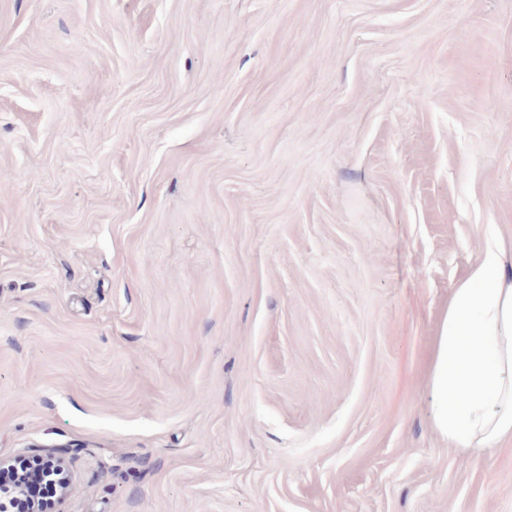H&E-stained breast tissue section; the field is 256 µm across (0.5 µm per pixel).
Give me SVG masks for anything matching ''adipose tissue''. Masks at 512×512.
<instances>
[{"label": "adipose tissue", "instance_id": "ef3b65f1", "mask_svg": "<svg viewBox=\"0 0 512 512\" xmlns=\"http://www.w3.org/2000/svg\"><path fill=\"white\" fill-rule=\"evenodd\" d=\"M429 385L450 448L474 454L512 441V271L495 244L453 291Z\"/></svg>", "mask_w": 512, "mask_h": 512}]
</instances>
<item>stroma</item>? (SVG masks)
<instances>
[{
    "instance_id": "obj_1",
    "label": "stroma",
    "mask_w": 512,
    "mask_h": 512,
    "mask_svg": "<svg viewBox=\"0 0 512 512\" xmlns=\"http://www.w3.org/2000/svg\"><path fill=\"white\" fill-rule=\"evenodd\" d=\"M512 267V0H0V457L52 512H512L432 422ZM66 476L47 459H23L15 477L0 478V510L3 505L2 512H31L34 503L51 507Z\"/></svg>"
}]
</instances>
